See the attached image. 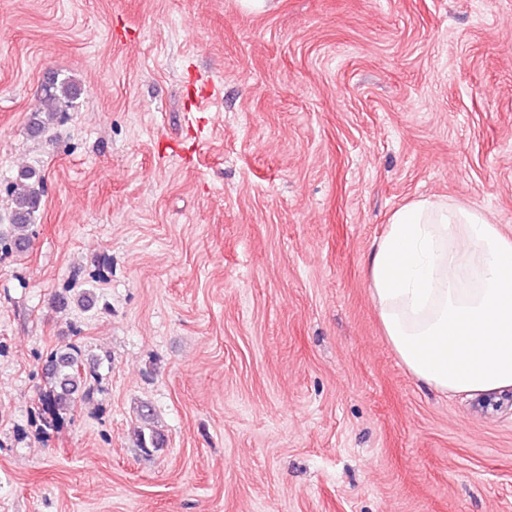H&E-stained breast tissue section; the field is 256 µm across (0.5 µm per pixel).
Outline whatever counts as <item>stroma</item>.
<instances>
[{
    "instance_id": "obj_1",
    "label": "stroma",
    "mask_w": 512,
    "mask_h": 512,
    "mask_svg": "<svg viewBox=\"0 0 512 512\" xmlns=\"http://www.w3.org/2000/svg\"><path fill=\"white\" fill-rule=\"evenodd\" d=\"M49 72L81 95L34 137ZM25 166L0 512H512V387L415 379L367 278L420 199L512 237V0H0V183ZM67 288L96 307L52 306ZM59 343L99 381L43 434ZM11 201L7 228L0 225V254L24 253L32 246L34 219L42 205L43 183L36 171L21 170L7 185ZM139 416L145 427L137 434V448L145 451L148 448H162L165 441L164 436L154 424V412L148 403L140 406Z\"/></svg>"
}]
</instances>
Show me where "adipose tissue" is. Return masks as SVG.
Here are the masks:
<instances>
[{"instance_id": "obj_1", "label": "adipose tissue", "mask_w": 512, "mask_h": 512, "mask_svg": "<svg viewBox=\"0 0 512 512\" xmlns=\"http://www.w3.org/2000/svg\"><path fill=\"white\" fill-rule=\"evenodd\" d=\"M386 338L420 382L448 393L512 386V239L438 200L394 212L369 256Z\"/></svg>"}]
</instances>
